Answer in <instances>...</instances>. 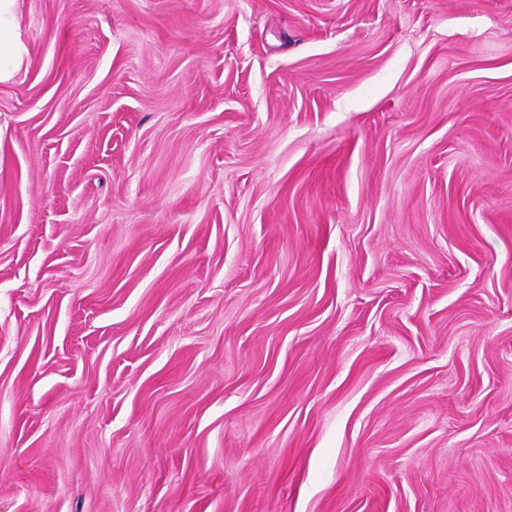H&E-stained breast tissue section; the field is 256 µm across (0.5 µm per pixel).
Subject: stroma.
I'll return each instance as SVG.
<instances>
[{"label":"stroma","mask_w":512,"mask_h":512,"mask_svg":"<svg viewBox=\"0 0 512 512\" xmlns=\"http://www.w3.org/2000/svg\"><path fill=\"white\" fill-rule=\"evenodd\" d=\"M0 512H512V0H17Z\"/></svg>","instance_id":"35a3bbf8"}]
</instances>
